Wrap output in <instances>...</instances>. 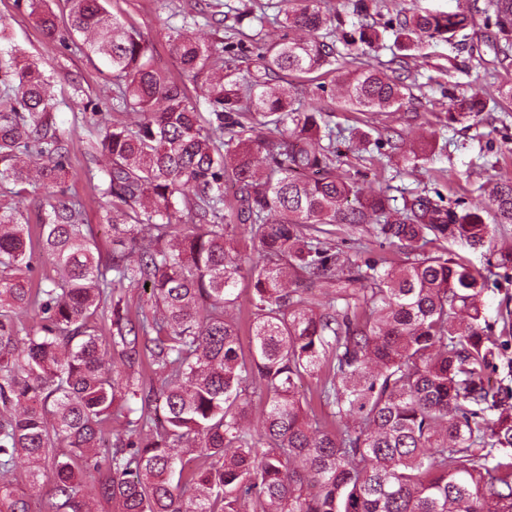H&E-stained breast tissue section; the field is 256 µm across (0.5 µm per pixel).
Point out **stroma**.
I'll return each mask as SVG.
<instances>
[{"instance_id": "35a3bbf8", "label": "stroma", "mask_w": 512, "mask_h": 512, "mask_svg": "<svg viewBox=\"0 0 512 512\" xmlns=\"http://www.w3.org/2000/svg\"><path fill=\"white\" fill-rule=\"evenodd\" d=\"M280 0H108V9L134 25L152 48L154 67L177 72L179 63L169 41L170 28L181 26L196 12L224 13L223 29L197 26L203 40L224 37L242 43L247 52L256 47L288 37V29L276 22ZM248 8L252 16L238 20L239 10ZM0 28L5 37L0 48L17 44L39 58L43 68L55 74L53 91L60 105L53 117L57 126L71 136L75 151L63 189L66 197L81 200L87 221L96 228L101 250L110 247L111 234L103 225L104 210L95 197L86 176L85 153L96 131L88 115L73 109L71 100L81 95L100 102L112 99V74L94 57H88L69 45L67 34H60L55 47H47L41 28L28 6H16L15 0H0ZM465 48L449 54L446 43L423 42L412 51L406 69L415 80V99L409 109L380 116L381 125L402 135L405 148H413L427 137L435 147L429 155L411 166L404 163H379L375 151L352 150L347 136L353 127L364 126L366 117L345 110L340 105L343 87L333 75L322 76L325 93L302 83L301 98L320 97L326 119L336 133L341 152L340 173L357 179L364 192L387 191L394 199L413 194L441 193L444 198L474 197L481 187L502 178L512 177V112L496 110L482 113L480 122L449 124L448 88L450 82L478 87L487 97H495L496 86L512 81V67L503 68L496 58V30L477 23L469 29ZM487 313L495 325L492 331L499 352L487 375L492 385L512 388V330H504L497 316L512 310V268L496 270L488 281L484 295Z\"/></svg>"}]
</instances>
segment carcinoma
Masks as SVG:
<instances>
[{
	"label": "carcinoma",
	"mask_w": 512,
	"mask_h": 512,
	"mask_svg": "<svg viewBox=\"0 0 512 512\" xmlns=\"http://www.w3.org/2000/svg\"><path fill=\"white\" fill-rule=\"evenodd\" d=\"M66 2L67 33L117 81L114 104L76 102L97 128L87 176L107 199L112 248L101 254L78 200L50 194L34 227L0 205V512H30L14 483L20 460L35 488L52 474L42 512H95L100 501L119 512H512L509 392L485 379L496 355L487 278L451 249L489 247L496 227L512 224V178L469 202L446 205L437 192L393 208L336 173L341 153L320 103L298 105L277 86L334 72L350 108L397 112L412 101L404 60L390 73L351 68L336 43L366 55L390 30L400 52L425 37L456 49L482 15L507 59L512 0H491V15L470 0L384 22L358 3L350 31L332 29L319 0H286L283 26L312 38L259 47L243 75L238 45L183 25L171 36L177 78L151 65L149 46L106 0ZM56 20L39 11L46 36ZM52 88L22 49L0 53V184L16 196L33 172L47 188L69 173ZM449 99L450 123L487 108L476 90ZM113 111L138 119L114 122ZM371 130L389 159L430 152H403L397 131ZM99 156L109 166L97 174ZM183 214L189 223L174 224ZM336 224L390 241L404 263L342 250L326 229ZM37 250L54 268L35 280ZM313 280L333 288L322 305L305 288ZM242 283L246 347L226 318ZM128 288L149 293V309L131 313ZM19 310L36 326H21ZM308 378L336 429L308 415ZM255 402L260 432L246 425Z\"/></svg>",
	"instance_id": "carcinoma-1"
}]
</instances>
